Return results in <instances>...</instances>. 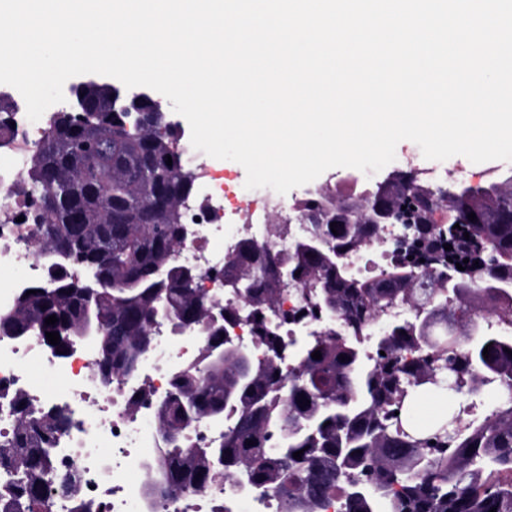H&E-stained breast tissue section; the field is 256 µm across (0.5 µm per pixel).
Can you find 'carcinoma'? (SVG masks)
I'll return each mask as SVG.
<instances>
[{
  "instance_id": "obj_1",
  "label": "carcinoma",
  "mask_w": 512,
  "mask_h": 512,
  "mask_svg": "<svg viewBox=\"0 0 512 512\" xmlns=\"http://www.w3.org/2000/svg\"><path fill=\"white\" fill-rule=\"evenodd\" d=\"M106 108L103 93L91 91L81 123L54 113L47 126L52 134L32 148L22 187L40 193L47 178L55 180L58 205L41 210L38 252L56 273L30 285L32 294L21 293L5 321L26 336L35 325L45 344L46 333H59V351L84 324L112 322L97 345L100 378L111 381L139 373L155 309H168L183 327L206 322L208 302L174 262L178 215L171 211L158 224L138 218L154 196L187 192L188 179L166 164L176 133L161 138ZM97 140L106 143L104 151L82 150ZM76 174L87 193L71 204ZM490 183L484 197L492 223L444 233L478 199L466 193L443 198L435 211L448 225H413L412 240L375 276L355 275L347 261H331L333 251L349 255L381 238L383 225L364 222L367 201L359 196H331L341 208L311 224L306 240L322 239L321 253L296 244L288 256L275 258L243 240L224 263V279L242 281L266 357L230 347L221 332H212L201 361L172 380L174 399L157 416L163 446L147 471V498L172 502L186 486L209 490L222 482L276 494L281 512H319L338 490L339 512H512V334L490 323L512 316V175ZM422 253L449 257L464 270L448 288L438 273L417 266L414 257ZM159 266L168 271L163 282L156 281ZM281 267L316 293L321 310L310 314L340 323L295 342L289 371L277 351L281 339L267 325L280 295ZM90 291L96 302L87 309ZM397 303L408 318L389 324L367 355L361 337L383 307ZM51 315L58 322L45 324ZM316 350L319 360L312 358ZM285 382L288 399L282 400ZM482 393L494 400L485 416L473 412L476 401H455ZM431 395L448 398L447 411L421 426L410 408ZM303 397L310 405L302 409ZM13 409L14 429L0 440V512H45L53 493L76 498L72 484L53 482L55 444L70 419L20 399ZM201 419L224 421L221 439L208 448L184 447L182 432ZM286 423L296 431L284 440L279 429Z\"/></svg>"
}]
</instances>
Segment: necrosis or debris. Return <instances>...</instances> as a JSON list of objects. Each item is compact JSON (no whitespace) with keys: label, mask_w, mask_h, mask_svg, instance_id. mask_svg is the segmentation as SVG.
<instances>
[{"label":"necrosis or debris","mask_w":512,"mask_h":512,"mask_svg":"<svg viewBox=\"0 0 512 512\" xmlns=\"http://www.w3.org/2000/svg\"><path fill=\"white\" fill-rule=\"evenodd\" d=\"M11 120V127L0 134V311L10 309L23 288L48 276V264L34 248L35 211L19 188L43 126L30 121L22 109L13 112ZM301 211V203H287L284 195L269 188L246 189L236 175L227 174L200 181L184 217L192 234L177 249L176 263L199 271L196 286L217 307L238 310L230 339L259 357L265 350L253 329L248 304L230 294L216 272L246 237L266 246L271 255L285 254L310 230ZM307 305L304 287H284L268 323L298 339L326 330V321L307 315ZM209 341L203 324L177 331L159 326L139 375L106 387L96 371L99 352L95 347L77 346L61 357L33 336L1 338L0 393L20 392L35 408L73 414L76 428L58 442L56 479L75 484L91 512H143L146 496L139 476L150 449L159 445L154 402L176 374L200 357ZM34 363L58 379L52 393H45L30 379L29 367ZM154 512H279V501L270 493L238 494L217 485L176 505L155 507Z\"/></svg>","instance_id":"4bbe7bcc"}]
</instances>
